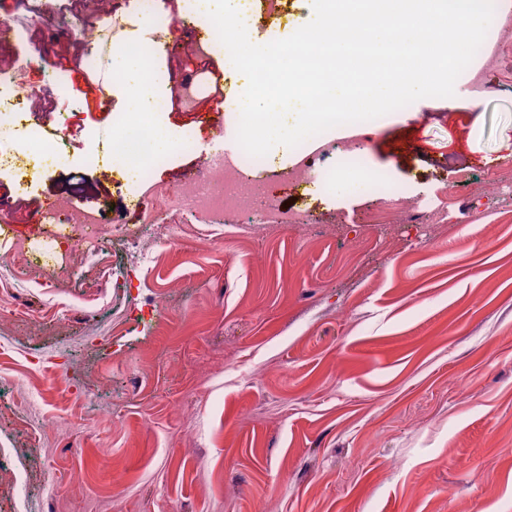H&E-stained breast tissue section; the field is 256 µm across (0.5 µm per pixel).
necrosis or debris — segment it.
<instances>
[{"mask_svg":"<svg viewBox=\"0 0 512 512\" xmlns=\"http://www.w3.org/2000/svg\"><path fill=\"white\" fill-rule=\"evenodd\" d=\"M201 3L202 0H183L182 13L174 19L160 9L159 0H134V15L161 37L181 22L191 28L195 26L204 15ZM62 33L85 45L81 62L88 71L106 70L109 56L99 49L102 30L88 23L86 13L70 15ZM27 68L26 59L20 57L0 65V171H11L17 178L23 175L18 165L19 147L42 152L47 161L65 158L71 117L69 106L64 105L56 109L49 121L29 120V113L41 109L42 92L57 94L61 86L55 70L47 67L43 70L42 91H34L26 83ZM151 137V131L134 124L129 113H113L112 158L117 166L133 172L132 178L119 183L118 188L135 199L154 198L152 212L141 214L140 221L155 227L160 239L178 240V220L183 216L210 224L223 223L230 215L249 224L304 223L299 211L283 217L273 215L263 202L264 185L280 179L297 187L310 184V159L319 137L299 145L298 160L292 167L273 169L265 166L262 159L242 151L233 160L209 154L203 156L194 177L169 188L158 186L151 177L152 168L161 162L150 150ZM34 230L37 237L53 243L66 239L73 254L92 253L113 236L123 238L128 248L135 250L142 239L140 231L107 225L100 211L77 207L67 196L56 197L36 217Z\"/></svg>","mask_w":512,"mask_h":512,"instance_id":"4bbe7bcc","label":"necrosis or debris"}]
</instances>
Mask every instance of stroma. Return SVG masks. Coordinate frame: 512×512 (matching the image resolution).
I'll return each instance as SVG.
<instances>
[{
    "instance_id": "stroma-1",
    "label": "stroma",
    "mask_w": 512,
    "mask_h": 512,
    "mask_svg": "<svg viewBox=\"0 0 512 512\" xmlns=\"http://www.w3.org/2000/svg\"><path fill=\"white\" fill-rule=\"evenodd\" d=\"M84 52L45 24L0 52L35 58L36 87L51 66L80 104L69 163L23 191L0 174L15 206L0 235V512H512V184L491 185L512 172V72L480 97L471 62L454 96L378 117L361 140L370 171L433 200L419 223L339 156L328 188L266 186L314 223L189 221L173 247L146 233L154 263L116 238L53 271L15 244L73 175L77 206L138 222L103 175L109 152L88 160L128 96L99 102ZM154 64L198 86L189 107L156 89L159 126L198 146L153 169L167 186L229 127L215 72L237 98L247 80L218 53Z\"/></svg>"
}]
</instances>
